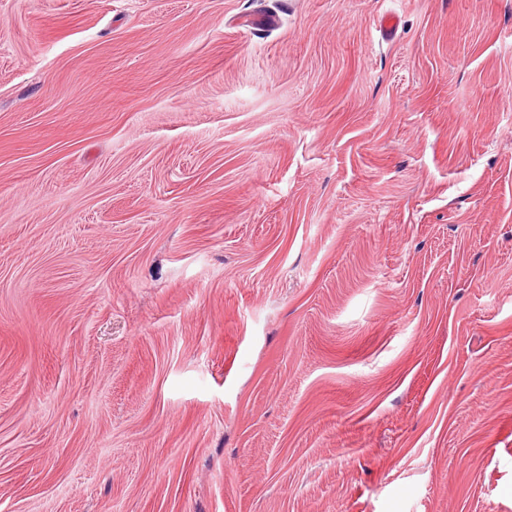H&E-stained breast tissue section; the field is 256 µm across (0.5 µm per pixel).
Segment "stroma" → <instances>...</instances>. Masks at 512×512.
I'll return each instance as SVG.
<instances>
[{
    "mask_svg": "<svg viewBox=\"0 0 512 512\" xmlns=\"http://www.w3.org/2000/svg\"><path fill=\"white\" fill-rule=\"evenodd\" d=\"M0 512H512V0H0Z\"/></svg>",
    "mask_w": 512,
    "mask_h": 512,
    "instance_id": "1",
    "label": "stroma"
}]
</instances>
